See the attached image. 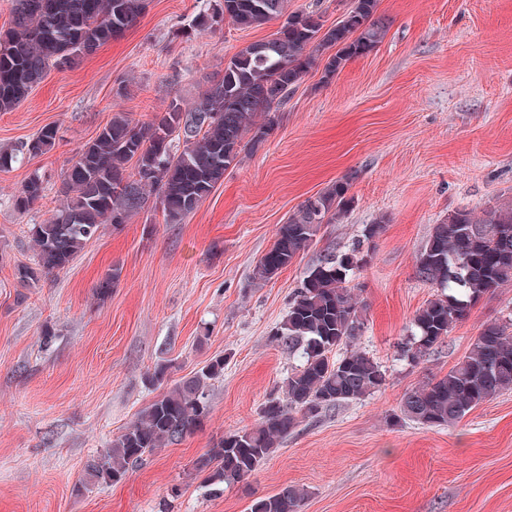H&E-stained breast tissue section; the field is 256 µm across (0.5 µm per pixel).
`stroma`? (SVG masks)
<instances>
[{
    "instance_id": "stroma-1",
    "label": "stroma",
    "mask_w": 512,
    "mask_h": 512,
    "mask_svg": "<svg viewBox=\"0 0 512 512\" xmlns=\"http://www.w3.org/2000/svg\"><path fill=\"white\" fill-rule=\"evenodd\" d=\"M208 0H147L137 22L74 67L49 70L28 98L0 112V149L56 126L50 152L0 171V512H250L286 486L307 490L300 512H512V390L451 426L401 413L408 393L441 377L486 323L512 314V283L485 295L444 343L402 355L417 312L434 295L416 256L453 211L512 202V0H379L387 32L331 79L303 76L263 144L180 223L144 209L106 225L64 270L31 286L28 227L63 203L62 174L113 113L148 120L172 99L197 101L241 47L269 40L272 20L223 23L186 40ZM43 197L12 198L31 175ZM349 181L339 223L272 280L252 279L284 224L309 197ZM379 225L352 284L364 311L357 340L386 378L362 399L300 420L250 477L213 491L194 460L225 433L248 429L301 362L271 339L288 300L323 251L342 252ZM111 296L96 285L112 267ZM55 337L44 343L42 333ZM216 356L210 416L156 450L116 485L73 488L160 393L146 376L169 364L167 385ZM178 497H171V488Z\"/></svg>"
}]
</instances>
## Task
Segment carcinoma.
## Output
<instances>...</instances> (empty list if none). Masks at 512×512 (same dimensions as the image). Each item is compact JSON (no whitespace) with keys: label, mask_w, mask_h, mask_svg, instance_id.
<instances>
[{"label":"carcinoma","mask_w":512,"mask_h":512,"mask_svg":"<svg viewBox=\"0 0 512 512\" xmlns=\"http://www.w3.org/2000/svg\"><path fill=\"white\" fill-rule=\"evenodd\" d=\"M287 0H211L177 35L187 39L224 20L240 29L266 24L283 14ZM146 0H6L9 27L0 30V112L19 106L52 67H69L124 33L144 10ZM378 0H353L335 25L326 28L314 11L288 15L275 36L239 49L224 75L187 105L174 99L148 122L116 112L92 140L76 153L64 173L66 200L29 237L33 264L19 265L25 285L64 269L106 224H126L148 201L169 224H178L265 140L276 113L302 77L327 51L324 77L334 76L347 61L371 52L387 31L377 14ZM58 129L45 126L10 152L0 151V170L19 156L51 151ZM350 184L338 181L306 199L278 229L272 248L253 269V278L275 277L309 248L323 224L347 214ZM44 192L42 176L33 174L14 194L15 208L28 210ZM379 225L364 227L362 238L343 253L327 251L288 300V311L273 339L303 351V363L282 386L283 396L269 399L250 429L228 433L193 462L207 486L236 483L255 472L298 424L322 410L359 400L385 382L382 366L355 347L364 326L361 307L349 289L362 267L364 243ZM417 274L437 294L417 312L412 341L404 354L413 359L443 343L457 323L484 295L512 281V205L501 204L475 214L459 209L433 226L416 258ZM114 267L100 279L96 295L105 299L119 281ZM346 346L343 356L331 353ZM224 374V357L183 378L143 409L85 465L76 487L82 494L95 484L116 485L129 471L169 444L204 424L210 413L209 382ZM512 389V316L483 326L469 352L448 374L408 394L401 413L429 427L460 421L480 403ZM304 490L286 487L256 499L250 512H299Z\"/></svg>","instance_id":"obj_1"}]
</instances>
